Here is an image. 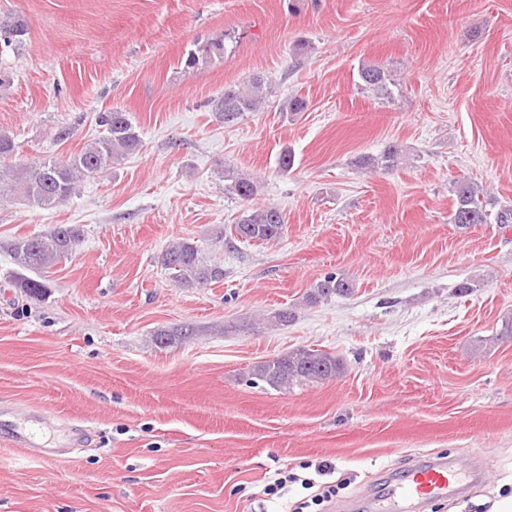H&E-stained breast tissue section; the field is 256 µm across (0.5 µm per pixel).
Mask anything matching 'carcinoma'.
I'll use <instances>...</instances> for the list:
<instances>
[{
  "mask_svg": "<svg viewBox=\"0 0 512 512\" xmlns=\"http://www.w3.org/2000/svg\"><path fill=\"white\" fill-rule=\"evenodd\" d=\"M28 35V25L21 19L0 21V51L20 48ZM224 61V36L206 41L187 51L181 59L183 69L194 70ZM359 78L365 90L380 99L392 96L393 80L380 64L361 66ZM267 85L264 78L254 75L243 86H229L213 101L216 118L232 124L249 112L257 111L265 102ZM96 121L101 135L85 144L79 151L63 159L43 160L40 163H5L16 151L14 140L0 132V201L19 198L41 208H57L75 195L81 180L99 176L125 155L139 150L141 138L129 113L119 109L100 112ZM402 150L392 143L379 157L363 159L366 168L392 169L401 163ZM224 190L248 202L257 192L253 178L233 169L222 170ZM455 203L450 222L459 228L472 224H511L512 211L497 208L496 197L476 182L463 180L454 183ZM285 218L275 207L248 209L238 221L230 225L228 240L242 243H268L279 239L285 230ZM80 241V231L74 225L53 224L48 229L31 235H20L7 243V250L23 270L42 272L55 266ZM158 262L169 278L182 288H201L224 281V267L203 256L198 246L190 241L169 245L158 256ZM17 287L32 298L43 296L49 285L44 280L16 273ZM352 281L328 274L314 283L305 299L316 304L332 296L354 293ZM194 329L187 327L159 330L155 343L166 347L189 338ZM343 361L319 349L299 347L256 365L252 372L268 386L286 391L294 386L333 380L344 373Z\"/></svg>",
  "mask_w": 512,
  "mask_h": 512,
  "instance_id": "cac0c4a2",
  "label": "carcinoma"
}]
</instances>
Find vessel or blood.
<instances>
[{"label":"vessel or blood","instance_id":"obj_1","mask_svg":"<svg viewBox=\"0 0 512 512\" xmlns=\"http://www.w3.org/2000/svg\"><path fill=\"white\" fill-rule=\"evenodd\" d=\"M462 481L461 473L445 463L412 469L385 498L372 504L371 512H410L416 502L444 496Z\"/></svg>","mask_w":512,"mask_h":512}]
</instances>
